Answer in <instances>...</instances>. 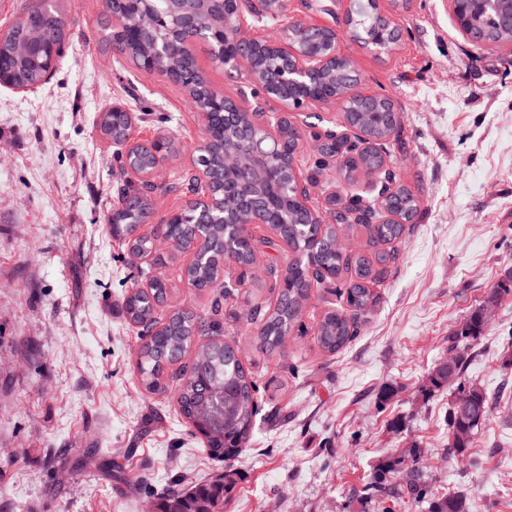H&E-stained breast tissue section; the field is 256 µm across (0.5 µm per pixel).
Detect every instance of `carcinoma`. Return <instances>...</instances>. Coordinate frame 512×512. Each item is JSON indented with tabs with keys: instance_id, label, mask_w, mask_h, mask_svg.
I'll list each match as a JSON object with an SVG mask.
<instances>
[{
	"instance_id": "carcinoma-1",
	"label": "carcinoma",
	"mask_w": 512,
	"mask_h": 512,
	"mask_svg": "<svg viewBox=\"0 0 512 512\" xmlns=\"http://www.w3.org/2000/svg\"><path fill=\"white\" fill-rule=\"evenodd\" d=\"M199 12L205 24L209 44L224 42V18L215 0H198ZM457 14L462 30L476 43L501 46L512 43V0H493L490 4L457 0ZM156 13V25L144 29L140 16L145 9ZM105 13L123 11L127 26L122 32L105 28L104 41L121 54L143 64L156 54L157 47L173 42L177 48L164 60L184 87H193V103L204 112L208 151L198 156L199 171L174 180L167 190L184 193L204 177L214 195L213 223L176 222L159 224L151 234L137 233L147 223L151 210V194L155 186L126 180L115 187L116 206L112 208L111 224L125 236L126 249L133 256L155 252V241L162 237L175 254L189 252L195 260L181 269V276L199 290L219 289L212 301L209 317L198 315L189 307H173L164 327L157 332L158 311L166 301L168 285L165 279L141 269L138 276L149 279L150 288L138 287L126 292L124 309L129 324L142 336L137 369L144 388L151 392L167 389L165 373L177 381L175 394L181 414L189 424L207 439L210 456L223 461L239 456L244 450L258 414L257 388L239 356L237 346L224 340V325L219 319L222 301L233 290L224 281V268L239 267L255 262L264 249L275 246L268 238L244 244L246 225L251 218L238 190L241 172L250 168L257 156L271 165L268 178L254 188L262 200L273 235L288 245L293 257L281 265L272 258L268 270L279 283L274 307H256L251 321L260 324L257 341L265 352H283L290 334L300 329L299 322L311 288L322 283L320 271L326 270V281L336 283L339 296L347 311H329L319 323L317 343L329 354L343 349L356 335L360 318L376 302L370 289L382 270L379 266L396 258V254L377 256V262L356 253L334 248V239L342 229L362 227L368 244L391 243L402 237L404 225L382 221V211L388 210L406 220L418 212L419 201L413 192L399 183L393 162L395 146L400 143L401 123L390 111L393 102L380 94L367 95L357 87L351 63L338 59L326 67L319 79L288 88V99L296 107L312 95L317 87L336 94L343 101L347 124L359 131L350 139L332 130L324 133V145L313 159L312 167L324 169L330 159L339 160L337 178L351 182L356 173L380 178L381 189L376 198H361L343 192L335 195L336 211L330 213L331 223L302 222L303 214L296 192L288 184L289 164L299 148L303 131L290 120H283L277 140L264 138L257 131L251 139L261 142V150L252 151L242 143L244 121L226 118L215 111L206 80L201 75L194 53L196 30L187 28L169 11L167 0H104ZM348 29L359 42L382 51L392 48L399 40V29L383 19L377 0H352L345 17ZM67 18L53 0H29L23 16L0 35V79L3 85L18 88L40 87L53 73L52 63L66 43ZM290 40L305 53L323 54L325 42L335 36L331 29L308 34L294 29ZM257 76L263 89L271 96L280 91V60L260 51L255 56ZM101 131L117 142L126 138L127 128L122 116L109 111L101 119ZM120 163L136 171L152 167L155 155L144 148L117 155ZM487 323L481 310L474 311L462 327L448 337V357L437 363L428 375L432 389L453 387L470 396L468 409L448 412L450 448L458 457L465 456L472 437L490 419L491 396L481 387L465 379L468 350L481 339ZM398 461L387 460L373 473L371 489L387 493ZM235 488L232 474L216 476L184 489L175 483L160 497L158 512H224L226 501ZM407 495L415 504H428V512H468L467 498L460 491L442 493L414 472L407 484Z\"/></svg>"
}]
</instances>
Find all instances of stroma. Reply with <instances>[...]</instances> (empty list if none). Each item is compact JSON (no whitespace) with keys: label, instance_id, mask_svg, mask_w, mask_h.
I'll return each mask as SVG.
<instances>
[{"label":"stroma","instance_id":"obj_1","mask_svg":"<svg viewBox=\"0 0 512 512\" xmlns=\"http://www.w3.org/2000/svg\"><path fill=\"white\" fill-rule=\"evenodd\" d=\"M59 2L71 38L52 78L0 86V512H149L174 482L227 471L236 487L224 512H425L368 488L380 463L414 444L429 483L466 488L471 512H512V295L488 301L512 272V46L471 42L450 0H410L404 11L377 0L402 31L383 54L347 30L350 0H288L286 21L334 29L359 87L392 97L403 142L395 167L420 210L373 284L357 336L336 354L317 344L323 313L343 304L334 288L313 289L304 331L281 356L260 348L248 317V293L275 300L266 256L223 300L224 338L259 388L247 450L227 464L192 434L174 392L139 383L141 340L121 301L130 267L150 261L112 236L120 170L97 128L119 104L134 114L136 140L164 135L181 147L156 180L148 234L187 202L166 187L196 166L204 120L180 84L104 43L103 0ZM196 57L210 86L250 108L244 76L214 63L206 44ZM313 155L305 139L298 169L314 178L310 204L321 212L336 173L316 172ZM189 261L178 256L161 273L171 304L205 317L213 295L181 278ZM486 305L493 317L466 379L496 401L461 458L448 446L452 391L428 392L427 376L449 336Z\"/></svg>","mask_w":512,"mask_h":512}]
</instances>
